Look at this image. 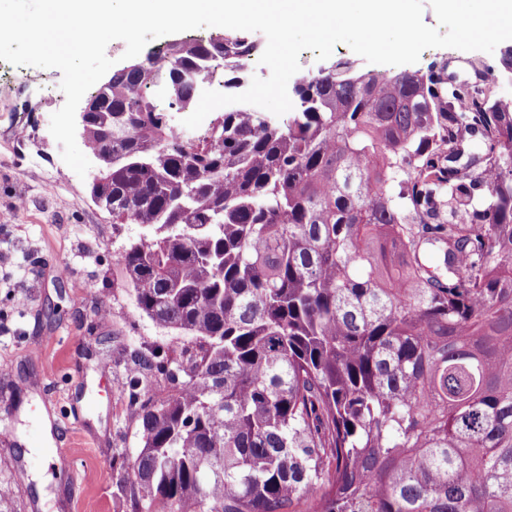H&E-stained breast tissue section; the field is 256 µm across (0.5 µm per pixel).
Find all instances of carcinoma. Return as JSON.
I'll return each instance as SVG.
<instances>
[{"mask_svg":"<svg viewBox=\"0 0 512 512\" xmlns=\"http://www.w3.org/2000/svg\"><path fill=\"white\" fill-rule=\"evenodd\" d=\"M261 52L187 35L88 96L105 209L145 229L118 264L194 339L132 355L133 512H512V56L481 87L339 61L287 122L241 106L182 140L211 64Z\"/></svg>","mask_w":512,"mask_h":512,"instance_id":"carcinoma-1","label":"carcinoma"}]
</instances>
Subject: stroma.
<instances>
[{
	"label": "stroma",
	"instance_id": "stroma-1",
	"mask_svg": "<svg viewBox=\"0 0 512 512\" xmlns=\"http://www.w3.org/2000/svg\"><path fill=\"white\" fill-rule=\"evenodd\" d=\"M496 59L430 48L417 67L437 60L473 83L477 63ZM61 80L0 61V512H131L120 467L137 454L140 428L118 388L133 349L178 359L183 340L140 312L117 266L139 226L114 224L91 197L92 176L61 157L50 132ZM32 81L46 93L27 101ZM44 411L51 437L35 451Z\"/></svg>",
	"mask_w": 512,
	"mask_h": 512
}]
</instances>
